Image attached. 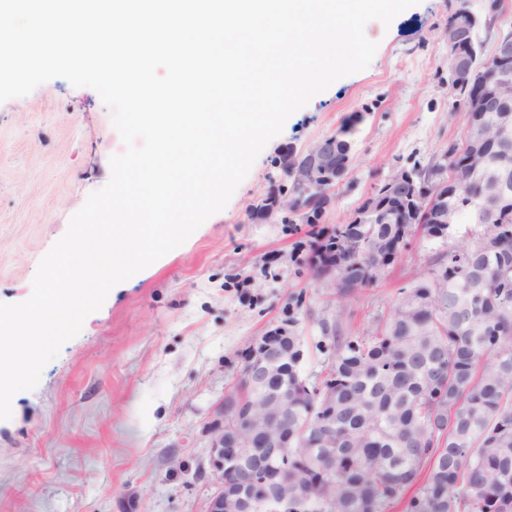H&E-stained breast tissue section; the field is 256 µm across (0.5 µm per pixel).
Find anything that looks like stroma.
Returning <instances> with one entry per match:
<instances>
[{"label": "stroma", "instance_id": "35a3bbf8", "mask_svg": "<svg viewBox=\"0 0 512 512\" xmlns=\"http://www.w3.org/2000/svg\"><path fill=\"white\" fill-rule=\"evenodd\" d=\"M421 0L390 24L370 22L378 44L362 71L334 82L286 121L220 212L182 245L116 285L0 420V512H206L211 486L201 434L239 377L254 337L285 317L306 290L304 373L320 371V320L361 333L421 273L431 245L405 249L390 273L341 299L293 248L304 224H267L254 207L278 178L276 160L333 133L355 112L352 185L326 207L321 227L351 220L375 187L412 163L438 161L466 128L448 88L444 29L460 5ZM125 146L91 88L56 78L0 103V303L32 292L40 260L71 217L110 179Z\"/></svg>", "mask_w": 512, "mask_h": 512}]
</instances>
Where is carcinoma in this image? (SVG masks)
I'll use <instances>...</instances> for the list:
<instances>
[{
    "instance_id": "carcinoma-1",
    "label": "carcinoma",
    "mask_w": 512,
    "mask_h": 512,
    "mask_svg": "<svg viewBox=\"0 0 512 512\" xmlns=\"http://www.w3.org/2000/svg\"><path fill=\"white\" fill-rule=\"evenodd\" d=\"M501 13L489 11L484 29L512 38V28L495 29ZM469 49L486 82L512 75V59L485 53L479 37ZM472 138L467 128L448 146L459 154V179L443 200L474 225L470 244L447 245L449 224L414 225L407 244L440 242L425 270L360 336L319 322L327 358L310 377L297 363L303 294L288 304V366L262 385L286 398L288 466L271 467L288 491V512H512V195L488 194L486 179L464 165L463 141ZM486 163L488 174L512 176V141H495ZM276 189L303 209V223L320 219L301 186L282 179ZM401 193L385 183L358 213ZM404 228L378 218L329 230L344 272L337 293L376 282L378 242L400 239ZM230 391L254 402L244 377Z\"/></svg>"
}]
</instances>
